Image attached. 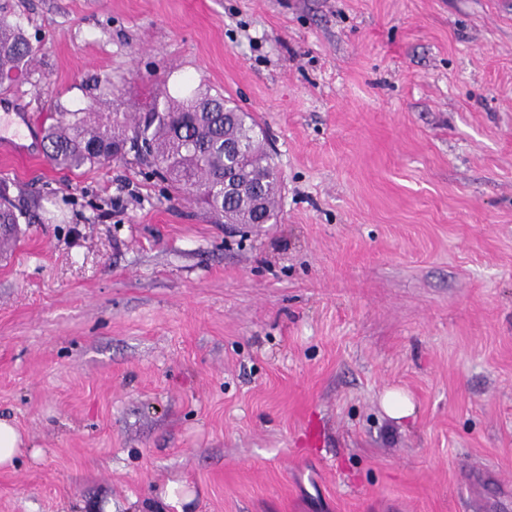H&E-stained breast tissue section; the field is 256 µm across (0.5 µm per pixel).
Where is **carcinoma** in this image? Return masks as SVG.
<instances>
[{
    "mask_svg": "<svg viewBox=\"0 0 512 512\" xmlns=\"http://www.w3.org/2000/svg\"><path fill=\"white\" fill-rule=\"evenodd\" d=\"M35 51L21 29L0 16V75L27 69ZM247 112L230 105L224 95L198 87L184 98L166 87L156 89L145 109L122 112L92 108L57 112L45 128L47 156L57 167L79 171L104 165L128 149L150 175L170 183L175 193L203 205L205 213L224 224H268L275 219L279 176L264 137ZM239 143V158L224 144ZM237 181L233 194L224 193V178ZM263 187L267 206L254 208L250 189ZM23 213L0 187V240L14 235Z\"/></svg>",
    "mask_w": 512,
    "mask_h": 512,
    "instance_id": "obj_1",
    "label": "carcinoma"
}]
</instances>
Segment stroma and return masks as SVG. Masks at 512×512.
<instances>
[{
  "label": "stroma",
  "mask_w": 512,
  "mask_h": 512,
  "mask_svg": "<svg viewBox=\"0 0 512 512\" xmlns=\"http://www.w3.org/2000/svg\"><path fill=\"white\" fill-rule=\"evenodd\" d=\"M28 221L0 249V512H512V0H0ZM205 85L261 125L272 224L18 116ZM412 399L398 422L386 389ZM183 484L184 510L167 504ZM35 51L25 39L21 29L4 15L0 16V79L12 81V73L27 69L34 61ZM11 74V75H10ZM381 406L388 417L398 422L411 417L415 411L409 396L402 390L395 388L385 391ZM23 444L19 431L8 421L0 420V467L14 465Z\"/></svg>",
  "instance_id": "obj_1"
}]
</instances>
